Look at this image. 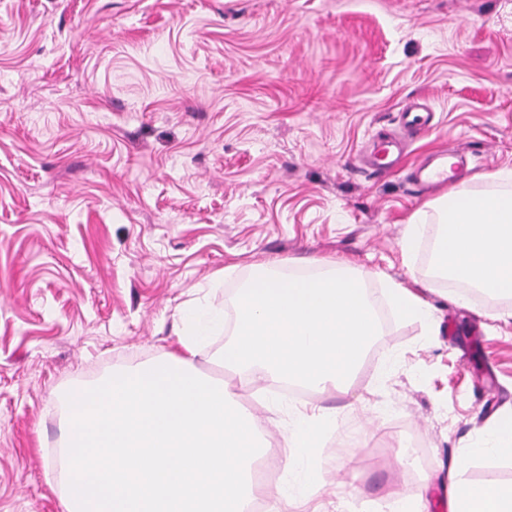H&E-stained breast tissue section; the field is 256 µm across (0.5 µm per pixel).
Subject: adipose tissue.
<instances>
[{
  "instance_id": "adipose-tissue-1",
  "label": "adipose tissue",
  "mask_w": 512,
  "mask_h": 512,
  "mask_svg": "<svg viewBox=\"0 0 512 512\" xmlns=\"http://www.w3.org/2000/svg\"><path fill=\"white\" fill-rule=\"evenodd\" d=\"M436 257L451 277L490 297L512 296V194L450 189L436 201ZM456 512H512V487L450 480Z\"/></svg>"
}]
</instances>
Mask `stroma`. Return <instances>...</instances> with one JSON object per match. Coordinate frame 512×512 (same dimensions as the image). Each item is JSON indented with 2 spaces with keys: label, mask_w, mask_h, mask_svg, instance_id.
<instances>
[{
  "label": "stroma",
  "mask_w": 512,
  "mask_h": 512,
  "mask_svg": "<svg viewBox=\"0 0 512 512\" xmlns=\"http://www.w3.org/2000/svg\"><path fill=\"white\" fill-rule=\"evenodd\" d=\"M417 100L434 126L409 150L459 149L455 188L512 192V0H0V512H66L67 393L175 350L193 310L224 312L196 363L225 379L235 300L268 264L348 262L383 315L347 392L240 391L279 484L317 413L329 441L362 434L317 466L322 512H392L394 486L447 501L436 469L462 457L465 483L512 486V456L476 451L512 410V297L438 284L430 195L361 156ZM392 282L426 313L397 316Z\"/></svg>",
  "instance_id": "1"
}]
</instances>
